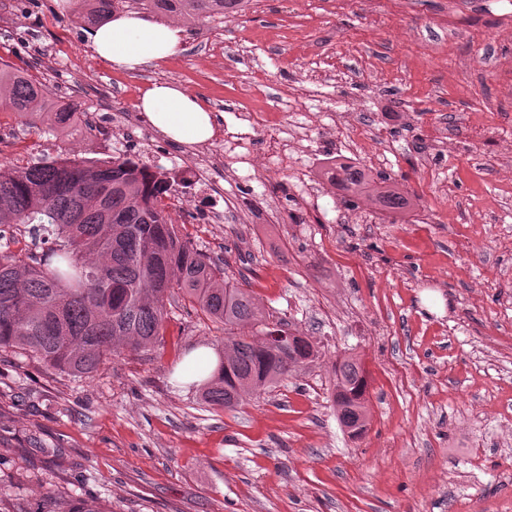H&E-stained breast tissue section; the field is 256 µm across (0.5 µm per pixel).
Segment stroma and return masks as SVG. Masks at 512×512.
Returning a JSON list of instances; mask_svg holds the SVG:
<instances>
[{
    "instance_id": "obj_1",
    "label": "stroma",
    "mask_w": 512,
    "mask_h": 512,
    "mask_svg": "<svg viewBox=\"0 0 512 512\" xmlns=\"http://www.w3.org/2000/svg\"><path fill=\"white\" fill-rule=\"evenodd\" d=\"M90 29L74 0L9 8L0 61L112 113L173 82L233 133L248 130L239 110L286 123L303 102V126L287 135L300 168L257 175L279 193L313 174L306 141L358 96L334 141L365 132L359 165L387 154L388 182L410 203L353 224L343 197L320 188L295 213L254 198L244 215L181 226L320 350L235 410L181 382L187 355L224 338L182 309L162 346L120 350L82 382L0 351V512H51L58 497L102 512H512V0H268L185 24L174 56L133 72L97 57ZM258 79L268 98L250 95ZM0 129L6 167L110 156L6 108ZM448 138L456 154L423 167ZM349 354L369 383L358 440L331 401L333 365Z\"/></svg>"
}]
</instances>
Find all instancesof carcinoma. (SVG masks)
Returning <instances> with one entry per match:
<instances>
[{
	"label": "carcinoma",
	"instance_id": "obj_1",
	"mask_svg": "<svg viewBox=\"0 0 512 512\" xmlns=\"http://www.w3.org/2000/svg\"><path fill=\"white\" fill-rule=\"evenodd\" d=\"M126 0H78L80 15L103 21ZM147 13L185 21L228 18L243 0H132ZM48 85L0 66V107L43 133L71 131L78 104L48 107ZM177 176L147 172L127 156L94 161H39L0 168V226H22L34 238L23 253L0 256V349L31 356L74 381L93 376L119 348L161 342L168 306L180 305L224 328L201 400L234 409L282 381L297 363L317 358L306 337L276 343L280 319L198 252L175 224L164 198ZM339 183L374 197L380 210L404 211L394 188L363 184L349 173ZM332 402L349 436L367 429L368 380L358 358L333 365Z\"/></svg>",
	"mask_w": 512,
	"mask_h": 512
}]
</instances>
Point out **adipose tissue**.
<instances>
[{"label":"adipose tissue","instance_id":"obj_1","mask_svg":"<svg viewBox=\"0 0 512 512\" xmlns=\"http://www.w3.org/2000/svg\"><path fill=\"white\" fill-rule=\"evenodd\" d=\"M88 38L96 55L113 69L133 71L173 56L184 42V32L174 22H155L135 12H121L93 29ZM137 107L175 143L191 146L215 135L210 112L179 85L152 82L142 90Z\"/></svg>","mask_w":512,"mask_h":512}]
</instances>
